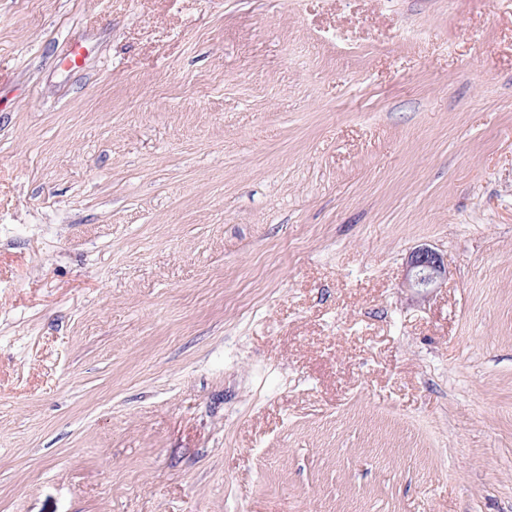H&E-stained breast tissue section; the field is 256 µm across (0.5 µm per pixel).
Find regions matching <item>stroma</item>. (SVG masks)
<instances>
[{
  "mask_svg": "<svg viewBox=\"0 0 512 512\" xmlns=\"http://www.w3.org/2000/svg\"><path fill=\"white\" fill-rule=\"evenodd\" d=\"M0 512H512V0H0ZM407 263V285L420 294H428L447 277L448 267L443 257L426 245L413 250Z\"/></svg>",
  "mask_w": 512,
  "mask_h": 512,
  "instance_id": "35a3bbf8",
  "label": "stroma"
}]
</instances>
